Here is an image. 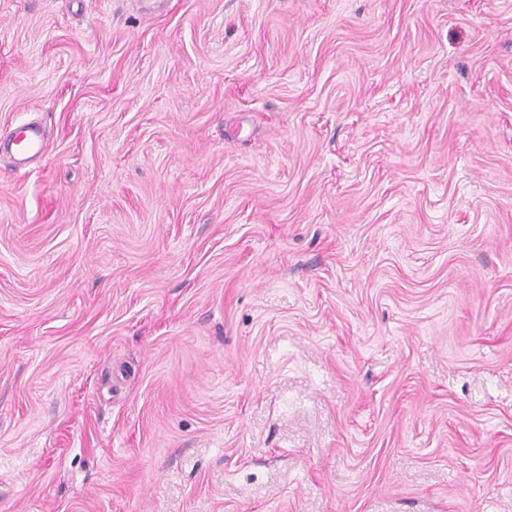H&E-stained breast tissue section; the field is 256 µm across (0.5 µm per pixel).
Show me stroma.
Wrapping results in <instances>:
<instances>
[{
  "label": "stroma",
  "instance_id": "35a3bbf8",
  "mask_svg": "<svg viewBox=\"0 0 512 512\" xmlns=\"http://www.w3.org/2000/svg\"><path fill=\"white\" fill-rule=\"evenodd\" d=\"M0 512H512V0H0ZM12 144L25 155L23 160L36 159L44 154L45 138L42 128L36 124H24L10 132Z\"/></svg>",
  "mask_w": 512,
  "mask_h": 512
}]
</instances>
